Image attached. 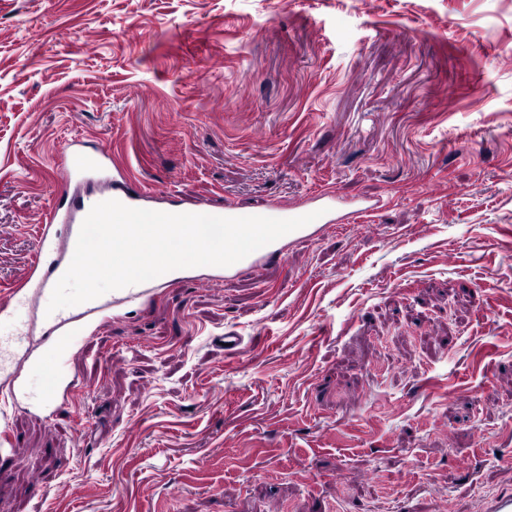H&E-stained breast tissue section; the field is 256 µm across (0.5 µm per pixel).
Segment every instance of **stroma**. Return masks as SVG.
Returning a JSON list of instances; mask_svg holds the SVG:
<instances>
[{
  "mask_svg": "<svg viewBox=\"0 0 512 512\" xmlns=\"http://www.w3.org/2000/svg\"><path fill=\"white\" fill-rule=\"evenodd\" d=\"M75 139L179 203L382 206L371 233L334 225L98 327L73 407L0 418L25 452L0 466L6 512H469L512 491V0H0V298ZM227 330L239 353L210 346Z\"/></svg>",
  "mask_w": 512,
  "mask_h": 512,
  "instance_id": "35a3bbf8",
  "label": "stroma"
}]
</instances>
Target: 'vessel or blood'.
<instances>
[{"label":"vessel or blood","instance_id":"vessel-or-blood-1","mask_svg":"<svg viewBox=\"0 0 512 512\" xmlns=\"http://www.w3.org/2000/svg\"><path fill=\"white\" fill-rule=\"evenodd\" d=\"M70 158L60 172L63 204L56 207L40 227L34 270L21 278L6 300L0 301V325L9 324L10 334L0 333V387L11 405L51 420L72 405L80 379L71 370L73 357L81 353L86 333L107 316H120L130 306L152 300L159 288L175 280L167 272L150 281L108 292L91 301L48 312L52 290L68 268L82 222L97 203L115 199L127 206L167 213L189 210L193 214L219 217L242 216L235 206L214 207L195 202L189 207L165 201L162 190L135 186L127 173H111L107 151L87 153L80 144L67 148ZM361 201L345 202L334 193L322 192L301 203L274 202L259 213L264 217L292 219L314 214L311 223L294 230L244 258V266L256 268L284 258L289 247L312 239L334 224L351 223L366 212Z\"/></svg>","mask_w":512,"mask_h":512}]
</instances>
